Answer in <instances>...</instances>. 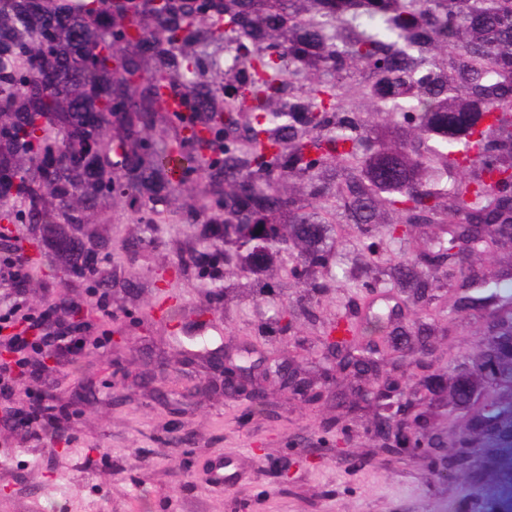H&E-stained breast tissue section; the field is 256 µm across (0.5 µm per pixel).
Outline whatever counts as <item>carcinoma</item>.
I'll list each match as a JSON object with an SVG mask.
<instances>
[{
	"label": "carcinoma",
	"mask_w": 512,
	"mask_h": 512,
	"mask_svg": "<svg viewBox=\"0 0 512 512\" xmlns=\"http://www.w3.org/2000/svg\"><path fill=\"white\" fill-rule=\"evenodd\" d=\"M60 9L65 27L41 0H0V57L20 63L0 75V188L28 202L9 217L33 225L71 277L95 271L111 250L102 235L85 247L79 232L84 212L114 193L201 226L178 249L182 268L213 280L231 265L224 288L268 294L288 259L313 292L335 281L329 240L338 224L366 239L381 224L512 225V183L494 179L512 170V0H179L161 12L151 0H121L107 26L66 0ZM244 13L247 27L238 24ZM132 26L158 37L152 54ZM109 47L127 70L161 80L174 106L158 111L153 83L129 93L112 75V55L97 52ZM49 64L57 79L48 92L39 74ZM97 111L125 150L115 179L101 131L86 120ZM46 112L65 136L50 179L38 164L53 144L39 124ZM174 152L183 173L205 171L199 205L181 200ZM264 235L285 246L261 256L244 247ZM216 239L220 253L208 247ZM372 272L360 253L343 269L344 286L372 288ZM380 273L420 311L403 331L419 343L441 317L436 288L470 277L435 244ZM282 320L273 311L265 330L286 334ZM492 360L508 364L497 335L471 368Z\"/></svg>",
	"instance_id": "cac0c4a2"
}]
</instances>
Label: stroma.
<instances>
[{
    "instance_id": "stroma-1",
    "label": "stroma",
    "mask_w": 512,
    "mask_h": 512,
    "mask_svg": "<svg viewBox=\"0 0 512 512\" xmlns=\"http://www.w3.org/2000/svg\"><path fill=\"white\" fill-rule=\"evenodd\" d=\"M139 219L117 198L85 214L86 229L112 242L99 257V272L115 271L125 282L121 288L102 287L96 274L67 280L31 225H11L6 243L20 247L28 279L18 293L0 288V307L18 301L24 313L36 314L54 302L78 303L91 341L77 357L51 358L50 372L27 376L11 398L0 397V409L19 408L27 395L50 389L66 412L58 442L0 418V512H460L476 489L484 512H512V446L485 451L478 485L464 470L443 475L442 462L421 453L387 455L371 434L375 406L346 414L345 430H337L344 374L327 382L312 404L278 379H260L267 393L260 411L220 388L198 392L215 377L210 352L224 347L245 351L248 365L261 357L290 360L317 374L324 327L347 312V291L335 284L319 293L317 320L299 319L284 336L259 335L267 310L297 306L305 294L290 268L279 270L272 294L246 295L228 307L223 289L175 266L177 249L192 234L185 216H153V240L132 258L123 246L139 234ZM445 231L431 224L402 244L376 235L370 259L386 264ZM472 267L467 295L491 298L492 310L512 319V245L477 254ZM399 300L383 284L360 294V335H388L389 324L375 314ZM162 306L176 307L177 318H161ZM487 335L478 312H448L435 330L433 371L454 369ZM496 394L487 388L462 413L436 402L425 425L441 433L464 430ZM368 455L372 463L361 464ZM219 464L220 483L213 479Z\"/></svg>"
}]
</instances>
